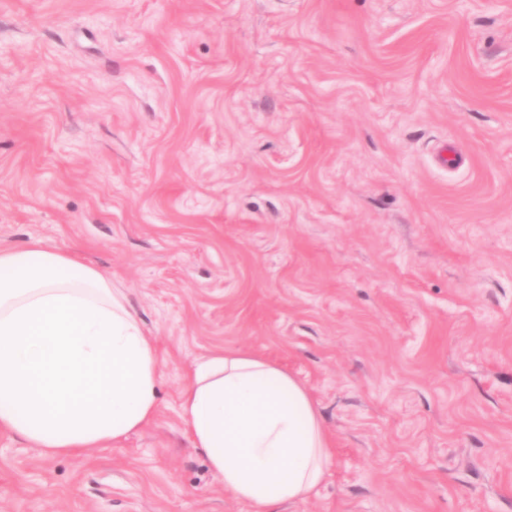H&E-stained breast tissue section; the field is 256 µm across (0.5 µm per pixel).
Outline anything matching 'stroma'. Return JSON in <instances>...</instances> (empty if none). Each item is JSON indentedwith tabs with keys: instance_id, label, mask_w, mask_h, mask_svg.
Wrapping results in <instances>:
<instances>
[{
	"instance_id": "stroma-1",
	"label": "stroma",
	"mask_w": 512,
	"mask_h": 512,
	"mask_svg": "<svg viewBox=\"0 0 512 512\" xmlns=\"http://www.w3.org/2000/svg\"><path fill=\"white\" fill-rule=\"evenodd\" d=\"M79 250L160 350L154 419L0 512H251L200 357L296 375L332 459L268 512H512V0H0V244Z\"/></svg>"
}]
</instances>
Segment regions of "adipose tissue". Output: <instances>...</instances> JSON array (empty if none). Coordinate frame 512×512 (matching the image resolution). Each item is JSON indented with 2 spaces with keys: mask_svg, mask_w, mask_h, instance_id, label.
Returning a JSON list of instances; mask_svg holds the SVG:
<instances>
[{
  "mask_svg": "<svg viewBox=\"0 0 512 512\" xmlns=\"http://www.w3.org/2000/svg\"><path fill=\"white\" fill-rule=\"evenodd\" d=\"M159 349L122 289L80 252L0 247V430L53 455L106 448L155 416ZM193 448L234 500L262 512L324 481L330 440L307 387L248 350L184 377Z\"/></svg>",
  "mask_w": 512,
  "mask_h": 512,
  "instance_id": "1",
  "label": "adipose tissue"
}]
</instances>
